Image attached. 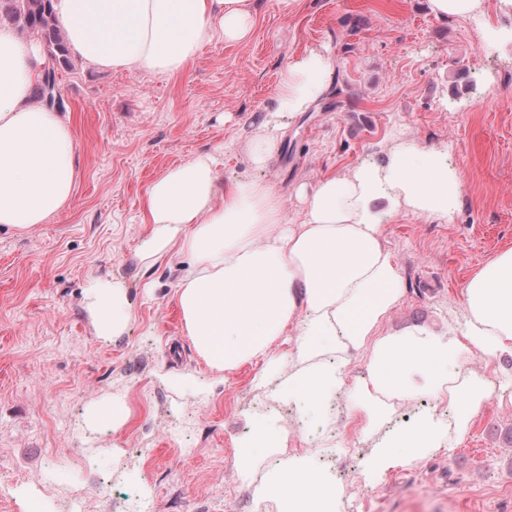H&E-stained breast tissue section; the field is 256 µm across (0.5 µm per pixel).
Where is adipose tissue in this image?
Here are the masks:
<instances>
[{
  "mask_svg": "<svg viewBox=\"0 0 512 512\" xmlns=\"http://www.w3.org/2000/svg\"><path fill=\"white\" fill-rule=\"evenodd\" d=\"M71 52L96 68L173 75L216 34L229 41L250 32L253 0H55ZM37 49L0 26V225L26 234L66 208L76 181L71 126L59 112L31 103ZM328 56L312 51L290 63L267 115L251 139L249 161L264 168L280 138L283 113L305 111L325 90ZM223 149L168 170L148 188L147 220L155 229L144 258L172 248L192 267L177 296L185 331L214 372L255 360L258 386L276 383L281 398L326 405L344 383L351 353L370 348L369 379L353 389V407L367 432L390 417L411 392L407 375L424 372L430 391L447 396L453 420L419 416L408 430L386 434L367 464L384 472L400 457L415 458L463 432L489 395V382L465 369L468 354L492 357L512 347V248L483 266L465 286L461 336L385 334L381 325L404 297L403 278L382 245L391 211L374 209L385 196L443 224L462 192L463 178L443 151L425 145L394 150L385 165H361L300 185L297 222H285L283 198L262 181L222 183ZM89 310L100 336L122 335L132 313L123 289L103 282ZM289 337L287 356L273 353ZM289 374H282L283 365ZM279 441L267 418H256L240 453L252 470L272 458ZM258 501L280 512H336L339 487L316 472L310 456L273 467L257 488Z\"/></svg>",
  "mask_w": 512,
  "mask_h": 512,
  "instance_id": "adipose-tissue-1",
  "label": "adipose tissue"
}]
</instances>
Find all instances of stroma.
Here are the masks:
<instances>
[{
    "label": "stroma",
    "instance_id": "stroma-1",
    "mask_svg": "<svg viewBox=\"0 0 512 512\" xmlns=\"http://www.w3.org/2000/svg\"><path fill=\"white\" fill-rule=\"evenodd\" d=\"M311 51L332 69L323 96L280 118L283 138L267 168H254L249 143L288 64ZM77 178L72 202L20 235L0 227V512H27L25 489L44 474L56 486L41 502L83 497L88 512H117L138 495L155 512H247L236 479L238 450L259 410L257 362L217 376L187 336L176 290L190 255L140 258L153 227L143 202L170 168L224 148V182L264 180L299 217L297 185L385 164L398 147L444 151L464 186L448 223L405 210L384 226L383 244L405 295L383 332L460 335L463 289L512 248V5L483 0L467 18H436L428 0H256L240 42L215 36L171 76L112 72L77 61L61 79ZM124 288L133 318L117 339L101 338L88 308L99 281ZM352 354L337 391L356 454L349 473L319 464L342 489L338 512H512V350L468 357L492 390L451 445L369 477L364 463L379 440L351 412L350 387L368 372ZM385 431L412 426L448 406L420 372ZM117 401V428L89 431L91 406ZM294 453L321 412L281 401L267 412ZM100 450L76 464L88 441ZM120 480L110 483L112 472Z\"/></svg>",
    "mask_w": 512,
    "mask_h": 512
}]
</instances>
